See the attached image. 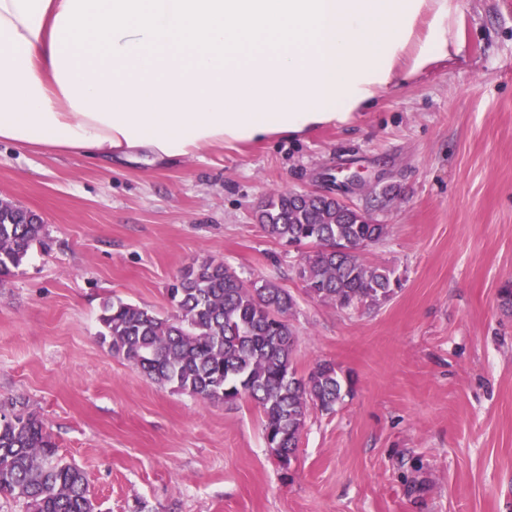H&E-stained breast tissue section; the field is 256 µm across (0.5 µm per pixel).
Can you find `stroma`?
I'll return each mask as SVG.
<instances>
[{"label": "stroma", "mask_w": 512, "mask_h": 512, "mask_svg": "<svg viewBox=\"0 0 512 512\" xmlns=\"http://www.w3.org/2000/svg\"><path fill=\"white\" fill-rule=\"evenodd\" d=\"M457 3L448 58L348 126L109 169L0 144V198L47 232L0 279V406L42 419L98 512H512V0ZM326 173L359 174L346 200L388 227L362 251L399 281L381 306L308 297L304 249L255 218ZM206 259L293 294L298 371L352 381L289 468L248 399L158 386L99 338L105 300L172 315L169 285Z\"/></svg>", "instance_id": "stroma-1"}]
</instances>
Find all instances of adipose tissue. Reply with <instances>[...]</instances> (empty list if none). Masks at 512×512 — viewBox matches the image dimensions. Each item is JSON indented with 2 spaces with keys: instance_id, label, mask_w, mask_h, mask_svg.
<instances>
[{
  "instance_id": "ef3b65f1",
  "label": "adipose tissue",
  "mask_w": 512,
  "mask_h": 512,
  "mask_svg": "<svg viewBox=\"0 0 512 512\" xmlns=\"http://www.w3.org/2000/svg\"><path fill=\"white\" fill-rule=\"evenodd\" d=\"M457 0H0V143L165 165L347 125L447 58Z\"/></svg>"
}]
</instances>
